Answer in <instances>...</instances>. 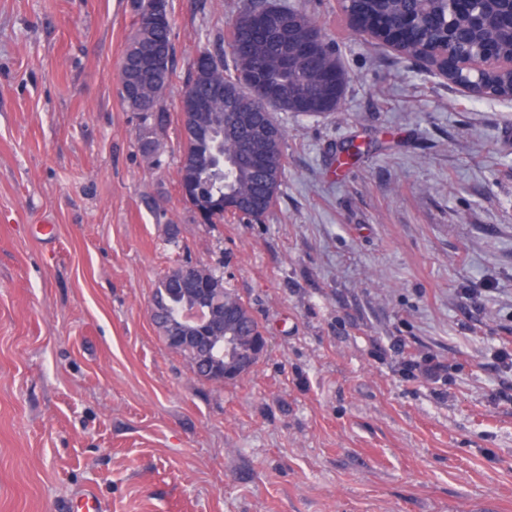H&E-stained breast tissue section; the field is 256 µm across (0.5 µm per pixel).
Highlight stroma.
Returning <instances> with one entry per match:
<instances>
[{"label": "stroma", "instance_id": "obj_1", "mask_svg": "<svg viewBox=\"0 0 512 512\" xmlns=\"http://www.w3.org/2000/svg\"><path fill=\"white\" fill-rule=\"evenodd\" d=\"M237 0H169L153 158L119 95L131 0H0V512H512V102L462 95L316 13L336 112L278 113L258 223H200L177 182L194 58ZM379 141L347 172L336 150ZM216 268L267 350L216 385L149 306L176 258ZM435 360V378L405 377ZM160 313V308L157 305L156 301L153 300V302L150 305V315L157 326V328L160 330V333L162 337L164 338L166 347L173 351L178 352L180 349L182 336L177 335V331L173 329V324H171L170 327H167L166 324L163 323V320H160L158 315Z\"/></svg>", "mask_w": 512, "mask_h": 512}]
</instances>
